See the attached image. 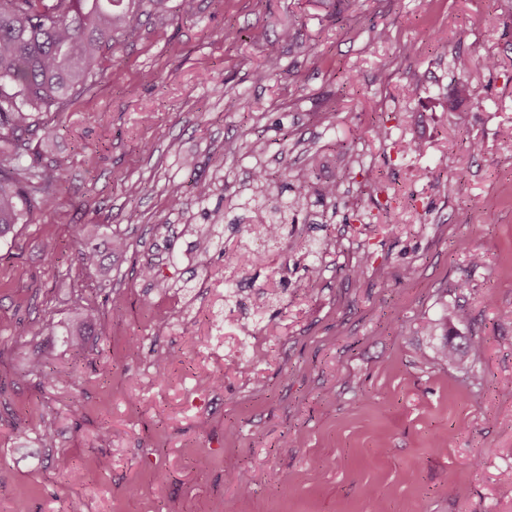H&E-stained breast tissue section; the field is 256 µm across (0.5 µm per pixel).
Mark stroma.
Here are the masks:
<instances>
[{
	"label": "stroma",
	"mask_w": 512,
	"mask_h": 512,
	"mask_svg": "<svg viewBox=\"0 0 512 512\" xmlns=\"http://www.w3.org/2000/svg\"><path fill=\"white\" fill-rule=\"evenodd\" d=\"M170 5L139 16L104 77L32 141L57 198L0 240V512H512V0ZM257 32L276 45L268 79ZM458 54L477 61L466 99ZM256 139L262 154L225 158ZM408 140L425 152H400ZM285 167L343 194L301 209L276 273L240 202L255 169ZM216 210L221 243L203 262L185 227ZM87 236L130 247L88 273ZM243 245L262 260L225 269ZM146 262L167 287L138 276ZM78 299L109 316L84 351L34 335L65 327ZM447 339L462 363L439 357ZM160 352L173 355L162 380ZM36 358L75 384H40Z\"/></svg>",
	"instance_id": "1"
}]
</instances>
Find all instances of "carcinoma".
Returning a JSON list of instances; mask_svg holds the SVG:
<instances>
[{"mask_svg": "<svg viewBox=\"0 0 512 512\" xmlns=\"http://www.w3.org/2000/svg\"><path fill=\"white\" fill-rule=\"evenodd\" d=\"M146 1L151 12L164 15L170 0H0V239L15 230L33 207L53 202L56 180L44 170L24 163L30 151V137L47 130L44 115L63 112L81 92L91 88L93 79L103 75L105 52L131 27L135 7ZM473 65L469 56H458L455 69L460 75L457 95L470 96L466 75ZM281 187L297 183L296 194L268 209L259 203L272 188L268 173H255V190L241 206L251 207L260 227L268 225L267 240L281 241L288 216L298 211L303 200H334L336 182H322L312 169L295 174L283 169ZM250 249L224 253V267L243 270L250 265ZM77 260L90 272L101 266L96 248L79 243ZM106 315H93L80 301L74 304V319L67 329L68 344L80 351L86 337L94 335V324Z\"/></svg>", "mask_w": 512, "mask_h": 512, "instance_id": "carcinoma-1", "label": "carcinoma"}]
</instances>
